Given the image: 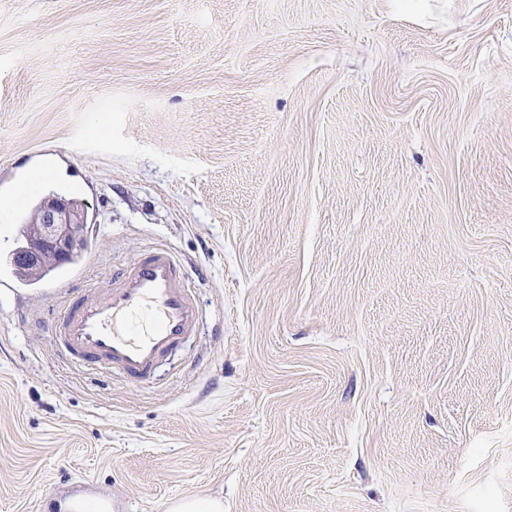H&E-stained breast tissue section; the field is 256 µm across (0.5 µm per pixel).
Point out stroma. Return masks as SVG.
Returning <instances> with one entry per match:
<instances>
[{
    "mask_svg": "<svg viewBox=\"0 0 512 512\" xmlns=\"http://www.w3.org/2000/svg\"><path fill=\"white\" fill-rule=\"evenodd\" d=\"M163 244L201 333L63 356L0 226V512H512V0H0V198ZM112 503L103 497L74 495L55 503L51 499L44 512H112ZM167 512H224V499L210 498H181L172 501Z\"/></svg>",
    "mask_w": 512,
    "mask_h": 512,
    "instance_id": "obj_1",
    "label": "stroma"
}]
</instances>
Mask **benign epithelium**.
<instances>
[{
    "label": "benign epithelium",
    "instance_id": "benign-epithelium-1",
    "mask_svg": "<svg viewBox=\"0 0 512 512\" xmlns=\"http://www.w3.org/2000/svg\"><path fill=\"white\" fill-rule=\"evenodd\" d=\"M84 213L64 199H51L33 215V227L15 253L18 265L36 273L47 258H71L82 247Z\"/></svg>",
    "mask_w": 512,
    "mask_h": 512
}]
</instances>
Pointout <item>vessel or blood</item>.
<instances>
[{
	"mask_svg": "<svg viewBox=\"0 0 512 512\" xmlns=\"http://www.w3.org/2000/svg\"><path fill=\"white\" fill-rule=\"evenodd\" d=\"M78 288L54 320L66 355L112 366L127 381H149L158 363L176 351L199 324V308L185 267L160 246L113 274L108 288H79L62 280L61 291Z\"/></svg>",
	"mask_w": 512,
	"mask_h": 512,
	"instance_id": "obj_1",
	"label": "vessel or blood"
}]
</instances>
